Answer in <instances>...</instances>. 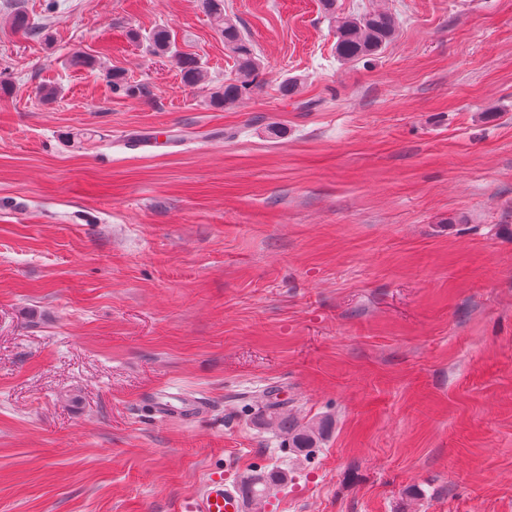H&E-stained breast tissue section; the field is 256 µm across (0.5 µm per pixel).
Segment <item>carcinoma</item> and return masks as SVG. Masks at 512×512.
Here are the masks:
<instances>
[{"instance_id": "obj_1", "label": "carcinoma", "mask_w": 512, "mask_h": 512, "mask_svg": "<svg viewBox=\"0 0 512 512\" xmlns=\"http://www.w3.org/2000/svg\"><path fill=\"white\" fill-rule=\"evenodd\" d=\"M203 5L220 27L224 36V47L234 60L235 78L211 92L210 103L217 108L233 106L243 93L256 86L260 73V59L251 41L244 34L239 23L224 13V0H203ZM323 9L336 28V53L346 60L361 59L377 54L396 33L394 17L386 11H369L359 16L336 15L335 0H323ZM152 48L162 54L172 51L171 37L167 29L158 27L148 36ZM182 80L194 87L206 82L207 72L190 54H175ZM281 389L270 387L265 393L258 419L287 437L289 447L297 452H310L318 447L319 440L327 430L323 421L302 424L288 414V401L279 398ZM287 474L281 470H259L241 480L238 489L249 505H256L266 498L270 490L284 483Z\"/></svg>"}]
</instances>
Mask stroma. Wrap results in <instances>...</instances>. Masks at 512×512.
Here are the masks:
<instances>
[{
	"mask_svg": "<svg viewBox=\"0 0 512 512\" xmlns=\"http://www.w3.org/2000/svg\"><path fill=\"white\" fill-rule=\"evenodd\" d=\"M224 4L263 63L229 109L202 0H0V512L273 468L262 512H512V0H336L397 21L350 61L320 0ZM175 57L185 85L194 87L206 82L208 73L199 64L195 56L176 53ZM281 389L270 387L264 393L265 402L261 406L258 419L271 428L284 434L288 445L297 452H310V448H317L319 440L327 430L323 421L313 424H302L295 417L288 414V400L278 397Z\"/></svg>",
	"mask_w": 512,
	"mask_h": 512,
	"instance_id": "1",
	"label": "stroma"
}]
</instances>
